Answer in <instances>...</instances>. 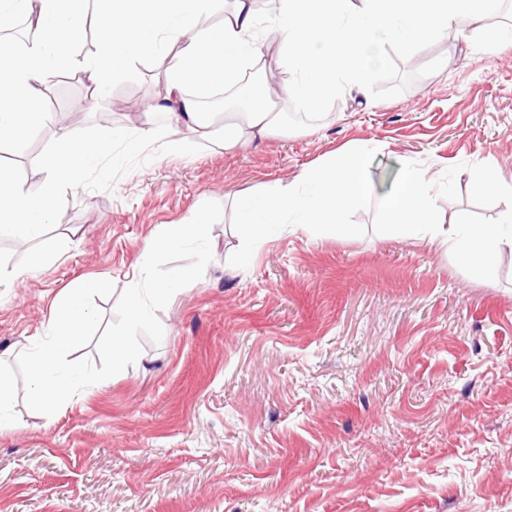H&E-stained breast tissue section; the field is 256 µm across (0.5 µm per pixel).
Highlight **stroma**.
I'll return each mask as SVG.
<instances>
[{
  "label": "stroma",
  "mask_w": 512,
  "mask_h": 512,
  "mask_svg": "<svg viewBox=\"0 0 512 512\" xmlns=\"http://www.w3.org/2000/svg\"><path fill=\"white\" fill-rule=\"evenodd\" d=\"M511 18L512 0H494L485 30L459 22L390 50L365 94L232 150L191 137L112 190L67 191L56 229L24 250L0 242V267L27 272L0 289L12 364L59 293L122 286L166 225L207 201L225 211L204 276L158 314L160 343L54 415L17 400L0 431V512H512V249L476 264L400 239L382 209L407 163L437 179L447 222L495 224L512 207V192L469 185L491 169L512 185V42L485 34ZM168 63L139 60L93 109L81 76H55L42 95L55 122L0 151L39 188L50 139L136 129ZM371 141L375 193L342 229L292 225L238 256L239 197Z\"/></svg>",
  "instance_id": "obj_1"
}]
</instances>
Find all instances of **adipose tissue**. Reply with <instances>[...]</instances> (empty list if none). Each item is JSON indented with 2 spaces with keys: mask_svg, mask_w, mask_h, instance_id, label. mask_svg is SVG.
Returning a JSON list of instances; mask_svg holds the SVG:
<instances>
[{
  "mask_svg": "<svg viewBox=\"0 0 512 512\" xmlns=\"http://www.w3.org/2000/svg\"><path fill=\"white\" fill-rule=\"evenodd\" d=\"M487 0H0V30L18 14L32 15V35L20 51L0 54V139L19 143L28 125L41 120L42 91L61 69L81 71L99 96L137 60L177 51L166 71L164 94L150 109L168 111L166 147L185 150L191 132H203L212 116L197 111L193 91L214 88L241 93L248 68L261 45L275 41L288 72L279 94H252L246 107L224 115L225 148L262 139L278 126L274 110L289 98L318 113L337 96L363 92L388 63L387 51L404 49L465 21L480 22ZM223 12L218 26L202 29L201 16ZM91 15L99 34L93 57L78 59L69 49L81 39L79 18ZM372 147L346 152L334 163L301 171L277 193L240 198L237 248L249 253L287 215L317 228L338 224L343 214L367 200ZM389 227L411 242L448 246L476 262L490 263L512 248V208L497 224L446 225L436 206V185L427 171L406 165L383 200Z\"/></svg>",
  "mask_w": 512,
  "mask_h": 512,
  "instance_id": "adipose-tissue-1",
  "label": "adipose tissue"
}]
</instances>
